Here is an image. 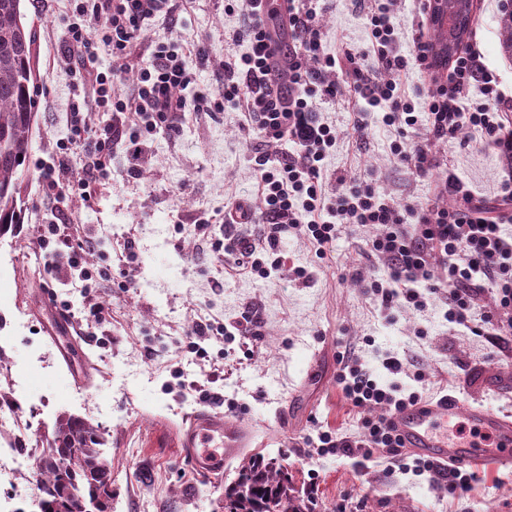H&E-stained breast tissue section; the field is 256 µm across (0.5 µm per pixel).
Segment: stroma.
Wrapping results in <instances>:
<instances>
[{
    "mask_svg": "<svg viewBox=\"0 0 512 512\" xmlns=\"http://www.w3.org/2000/svg\"><path fill=\"white\" fill-rule=\"evenodd\" d=\"M478 2L474 27L483 62L503 87L512 88V58L501 51L495 4ZM24 7L36 37L39 98L23 180V228L0 237V266L13 270L11 302L0 306V390L19 400L17 412L28 426L23 433L0 431V442L28 447L36 434L52 429L59 413L76 414L105 430L112 450V512H222L224 481L234 478V470L198 477L174 438L183 420L208 407L199 393L182 387L200 379L206 363L220 370L210 389L222 395L225 419L251 433L250 453H281L297 487L313 490L316 512H336L345 498L358 501L363 512H512V465L478 468V482L455 501L429 474L306 447V438L320 430L340 436L358 431L362 411L336 384L340 351L353 352L378 382L401 392L422 391L431 401L445 392L512 420V343L475 334L489 309L486 292L476 299L467 328L448 322L439 300L422 312H382L364 292L371 278L386 274L366 252L367 239L377 232L373 226L343 229L323 254L305 237L284 238L285 264L306 269L305 282L286 274L261 279L219 273L216 254L199 250L202 237L220 243L228 235L256 232L247 224L224 227L230 200L255 202L252 156L261 142L245 136L237 112L185 113L175 131L150 136V149L133 171L123 145H114L109 176L91 199L79 196L70 204L64 221L83 225L94 240L92 267H109L116 275L104 290L105 315L81 335L80 357L65 362L62 345L48 336L57 311L44 298L57 292L78 315L83 299L68 290V268L47 279L33 228L50 211L39 168L56 163L59 145L69 137L71 106L84 90L65 75L60 59L72 0H51L45 9L25 0ZM319 7L327 52L342 44L367 47L371 0H321ZM175 39L208 46L210 63L193 88L213 97L221 91L223 65L248 45L239 11L225 0H195L189 12L154 19L138 53L150 56L155 44ZM358 110L353 100L321 107L338 135L321 174L327 190L342 177L371 178L387 199L451 205V198L438 197L433 178L393 161L390 128L373 121L364 137L353 135ZM434 154L478 193L497 192V159L468 142L466 133L437 145ZM130 237L137 244L132 256L124 249ZM353 269L358 278H348ZM248 306L257 312L250 336L198 339L205 361L190 353L180 373L165 369L199 317L231 326ZM388 351L423 369L425 379L388 374L381 365Z\"/></svg>",
    "mask_w": 512,
    "mask_h": 512,
    "instance_id": "obj_1",
    "label": "stroma"
}]
</instances>
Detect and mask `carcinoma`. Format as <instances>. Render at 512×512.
Wrapping results in <instances>:
<instances>
[{
    "label": "carcinoma",
    "instance_id": "obj_1",
    "mask_svg": "<svg viewBox=\"0 0 512 512\" xmlns=\"http://www.w3.org/2000/svg\"><path fill=\"white\" fill-rule=\"evenodd\" d=\"M24 0H0V238L21 223L20 184L28 168L37 108L36 39ZM100 428L70 413L56 417L39 449V512H105L112 472ZM224 512H314V497L296 494L293 476L276 454L241 459L224 486Z\"/></svg>",
    "mask_w": 512,
    "mask_h": 512
}]
</instances>
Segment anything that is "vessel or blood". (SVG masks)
<instances>
[{
  "label": "vessel or blood",
  "mask_w": 512,
  "mask_h": 512,
  "mask_svg": "<svg viewBox=\"0 0 512 512\" xmlns=\"http://www.w3.org/2000/svg\"><path fill=\"white\" fill-rule=\"evenodd\" d=\"M460 417L475 432V439L457 441L444 434V427ZM394 425L406 448L437 463L482 466L512 460V422L482 408L463 407L454 398L409 407L395 416ZM176 441L183 457L210 478L248 447L249 434L226 423L222 412L202 410L177 429Z\"/></svg>",
  "instance_id": "b4317fda"
}]
</instances>
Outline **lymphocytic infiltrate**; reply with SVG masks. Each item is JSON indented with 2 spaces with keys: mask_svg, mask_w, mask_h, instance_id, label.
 Instances as JSON below:
<instances>
[{
  "mask_svg": "<svg viewBox=\"0 0 512 512\" xmlns=\"http://www.w3.org/2000/svg\"><path fill=\"white\" fill-rule=\"evenodd\" d=\"M188 0H76L63 47L65 73L90 88V94L70 113L73 145L92 143L78 181H70L66 160L43 168L42 183L51 211L63 214L71 186L86 188L103 178L112 147L125 143L129 162L147 148V136L172 130L185 112L234 105L245 134L265 143H287L289 151L277 160L259 152L254 157L259 174L260 210L231 202L224 211L225 225L258 224L255 242L225 244L235 253V274L262 278L290 272L306 278L305 269L286 268L279 253L284 235L307 237L318 252H325L346 226H379L367 243L371 254L387 265L388 275L370 280L366 292L382 310L424 311L431 299H444L449 322L469 326V312L478 288L489 287L493 306L484 322L498 340L512 341V241L501 227L512 223V95L482 61L477 44H467L448 65L445 80L418 97L405 90L409 70L430 74L434 64L425 35L428 0H417L414 34L409 51H401L394 24L395 0H376L367 16L370 44L366 50L342 48L330 55L323 49V31L313 0H288L285 15L267 14L263 0H241V14L250 37L248 52L224 69L220 102L201 93H189L195 71L209 61L205 45L185 49L181 43L157 44L148 60L136 59V49L147 36L148 22L171 16ZM108 48L116 64L99 70L94 60L99 48ZM136 68L131 92H115L127 68ZM352 91L369 112L381 115L384 125L398 134L390 151L395 159L420 174H435L439 194L458 199L450 208L426 209L413 201L393 203L373 181L353 178L340 189L327 191L321 180L325 159L336 146V130L322 122L317 104ZM112 113V125L95 128L85 112ZM422 129L420 141H406L408 130ZM467 131L482 148L501 162L499 190L493 197L474 192L453 168H438L433 147ZM40 249L46 250L48 276H55L57 253H64L72 281L81 285L84 307L98 318L96 297L110 274L85 266L93 241L78 224H40ZM439 260L444 276L433 279L430 265ZM336 383L354 407H382V414L361 417L358 437L318 434L319 453L350 456L362 451L381 452L390 460L403 458V440L391 418L421 403L419 392L395 395L362 369L356 358L338 357Z\"/></svg>",
  "mask_w": 512,
  "mask_h": 512,
  "instance_id": "lymphocytic-infiltrate-1",
  "label": "lymphocytic infiltrate"
}]
</instances>
